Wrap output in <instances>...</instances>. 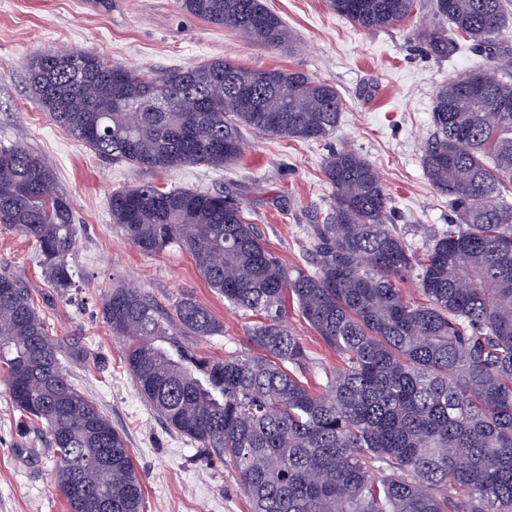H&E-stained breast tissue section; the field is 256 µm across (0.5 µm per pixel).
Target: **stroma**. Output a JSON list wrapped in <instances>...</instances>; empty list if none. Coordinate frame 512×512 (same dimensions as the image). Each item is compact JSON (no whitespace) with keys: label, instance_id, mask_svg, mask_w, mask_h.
Returning a JSON list of instances; mask_svg holds the SVG:
<instances>
[{"label":"stroma","instance_id":"1","mask_svg":"<svg viewBox=\"0 0 512 512\" xmlns=\"http://www.w3.org/2000/svg\"><path fill=\"white\" fill-rule=\"evenodd\" d=\"M291 34L268 48L181 12L176 0H0V147L23 145L47 160L70 198L79 241L69 261L72 285L47 280L32 240L0 226V264L29 282L51 336L63 346L73 385L92 398L127 440L140 474L143 512H250L229 462L171 431L141 400L102 315L113 283L148 293L164 309L185 295L209 307L221 335L197 343L203 355L250 351L251 313L229 307L207 287L191 256L172 247L144 254L113 224V192L139 183L223 191L232 185L269 250L283 264L308 265L307 231L327 211L332 187L324 172L330 147H350L380 172L395 222L422 247L426 233L448 226L447 197L427 180L421 156L433 132L438 89L480 63L469 50L426 54L421 33L429 10L378 31L334 13L327 0H264ZM50 48L80 49L133 68L167 71L227 59L246 68L301 70L326 80L345 103L329 141H288L246 132L243 157L229 168L187 165L156 172L100 157L62 130L26 92L29 60ZM288 328L316 362L311 386L338 366L335 351L296 307ZM20 413L0 382V512H68L55 488V450L45 435L20 428Z\"/></svg>","mask_w":512,"mask_h":512}]
</instances>
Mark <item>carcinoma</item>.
Here are the masks:
<instances>
[{
    "label": "carcinoma",
    "mask_w": 512,
    "mask_h": 512,
    "mask_svg": "<svg viewBox=\"0 0 512 512\" xmlns=\"http://www.w3.org/2000/svg\"><path fill=\"white\" fill-rule=\"evenodd\" d=\"M369 30L412 15L418 0H328ZM186 14L276 47L288 29L263 0H178ZM422 40L438 58L462 45L484 70L442 86L422 166L448 197V229L422 250L390 223L382 178L354 150L332 149L333 188L312 225V267L290 268L266 247L238 194L144 183L112 193V223L140 251L176 246L230 305L258 318L253 351L201 356L169 336L141 289L102 301L143 401L166 425L228 460L250 512H512V60L495 39L508 0H434ZM30 98L102 157L158 172L229 167L243 130L323 141L344 103L301 71L247 69L227 59L157 73L83 50L49 49L28 65ZM0 224L32 240L57 288L70 287L79 240L73 208L48 162L0 148ZM416 281L422 301L400 283ZM297 305L336 351L315 390L314 361L285 325ZM175 321L189 336L222 333L185 296ZM26 282L0 272V367L10 398L55 448V487L69 512L104 496L112 512H142L144 492L125 438L69 379Z\"/></svg>",
    "instance_id": "cac0c4a2"
}]
</instances>
